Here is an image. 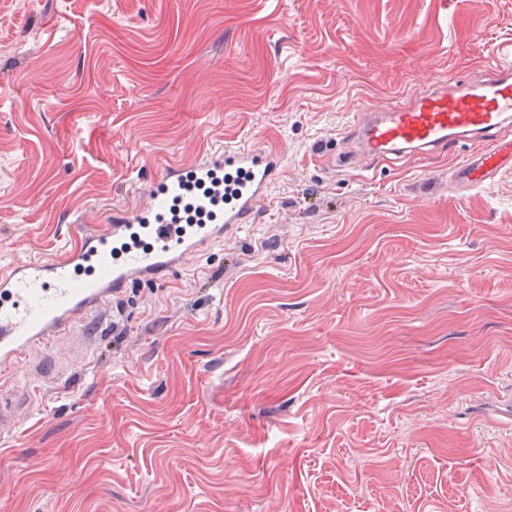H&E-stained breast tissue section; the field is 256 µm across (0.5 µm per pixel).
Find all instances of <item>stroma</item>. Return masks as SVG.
<instances>
[{"mask_svg":"<svg viewBox=\"0 0 512 512\" xmlns=\"http://www.w3.org/2000/svg\"><path fill=\"white\" fill-rule=\"evenodd\" d=\"M511 45L512 0H0V268L169 165L285 157L253 223L55 341L0 512H512V170L336 156Z\"/></svg>","mask_w":512,"mask_h":512,"instance_id":"1","label":"stroma"}]
</instances>
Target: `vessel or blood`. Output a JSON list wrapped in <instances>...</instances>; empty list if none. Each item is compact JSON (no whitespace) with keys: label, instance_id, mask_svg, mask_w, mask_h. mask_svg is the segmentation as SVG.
Instances as JSON below:
<instances>
[{"label":"vessel or blood","instance_id":"obj_1","mask_svg":"<svg viewBox=\"0 0 512 512\" xmlns=\"http://www.w3.org/2000/svg\"><path fill=\"white\" fill-rule=\"evenodd\" d=\"M352 131L357 154L376 163L482 142L451 177L464 191L493 183L512 168V52L475 77L440 82L380 110L360 108ZM283 167L282 155L253 148L170 166L150 185L145 205L84 232L66 256L20 260L0 271V372L72 334L128 285L159 281L237 234L253 222Z\"/></svg>","mask_w":512,"mask_h":512}]
</instances>
